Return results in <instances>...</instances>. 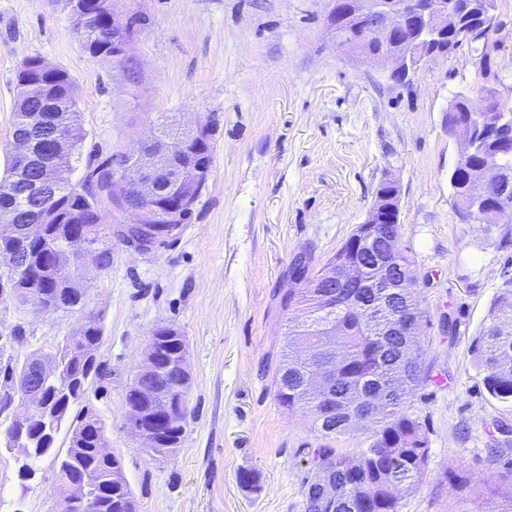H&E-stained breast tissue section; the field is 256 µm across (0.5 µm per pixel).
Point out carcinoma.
<instances>
[{"mask_svg": "<svg viewBox=\"0 0 512 512\" xmlns=\"http://www.w3.org/2000/svg\"><path fill=\"white\" fill-rule=\"evenodd\" d=\"M448 9L456 15L458 29L427 42L424 49L431 54H450L477 32L485 41L480 65L487 68L486 40L496 24L484 25L487 11L497 8V0H447ZM423 26L415 22L405 35H394L382 43L378 39L358 45L363 52L377 53L383 49L403 53L408 39L414 38ZM112 26L100 17L83 25H73L74 33L83 40L94 58L112 56L114 47L109 39ZM38 57H29L17 74L18 97L13 134L21 132L26 113L41 107L50 97L62 112L63 122L58 131L71 139V150L59 158V164L68 169L78 162V149L84 138L80 112L77 110V88L70 75L59 68L37 72ZM489 111L477 114L471 130L477 144L476 156L458 163L450 174L452 195L457 199V216L467 221L468 209L480 202L482 223L497 225L504 220L490 201L481 202L490 182L508 188L512 193V154L498 153L500 134L512 132V107L499 100L494 91L484 96ZM502 121L499 128L492 123ZM495 158L496 174L484 168L487 158ZM111 166L102 165L88 176H97L105 195H91L87 188L67 183L56 200V216L48 224H31L27 220L29 208L22 196L24 186L14 180V168L9 164L0 177V211L14 215L17 237L11 250L25 257L31 267V278L15 283L0 274V282L11 289L18 303H29L34 294L44 307L55 311L82 309L88 300V289L74 287L53 277L51 266L63 257L62 245L66 234L77 228L75 222L91 206L103 210L112 202ZM393 191L387 181L376 190L373 205L382 210V235L396 243L400 236L398 214L388 211V194ZM361 228H356L349 239L336 251L315 275H309V263L297 264L289 271L288 288L281 296L283 313L294 310L304 319L292 322L286 318L283 333L284 359L273 376L275 400L290 411L300 410L311 421L314 432L324 438L349 435L357 430L354 409L359 402L370 406L375 416L368 446L357 456L349 458L336 453L334 448H317L313 456V478L306 484V512H399L403 493L416 487L428 460V441L420 419L410 411L409 399L421 386L430 381L425 366L427 348L417 336H406L396 323L408 318L428 322V311L422 307L418 291L407 288H361L351 292L337 289V283L323 279V273L334 269L352 255ZM55 243L53 255L45 254L43 243ZM357 258L363 265L364 280L375 278L379 258L378 248L362 249ZM75 269L91 266L105 272L112 267V246L101 243L90 258H77ZM340 294L342 307L323 312L315 308L317 301L330 294ZM100 319L88 317L72 336L54 352L36 351L24 359L15 355V346L24 340L22 328L11 331L9 342L0 343V388L14 386L26 380L29 364L41 357L53 359L62 366L70 380L66 392L49 384L42 391V406L55 420L54 432H59L73 404L83 398L89 378L98 373L97 351L102 340ZM475 358L485 372L487 391L502 402H512V282L494 297L488 316L480 329L475 344ZM334 376L330 386L331 400L315 402L309 387L320 374ZM157 396L155 404L163 408L166 396H184L180 392L182 375L175 368L161 363V372L151 380ZM25 416L28 436L35 447L23 463V471L34 473L35 463L54 452L55 437L42 434L41 416L31 415L27 402L18 403ZM189 411L176 414L166 425V438L177 446L185 433ZM106 445L105 429L100 419L92 415L77 417L66 452L56 455L60 512H83L66 494V485L79 474L92 482L95 512H127L128 500L133 498L129 486L117 480L123 470L122 458H111L100 451ZM489 497L500 496L503 507L494 512H512V478L508 481L489 478L484 483Z\"/></svg>", "mask_w": 512, "mask_h": 512, "instance_id": "carcinoma-1", "label": "carcinoma"}]
</instances>
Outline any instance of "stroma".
Returning a JSON list of instances; mask_svg holds the SVG:
<instances>
[{
  "label": "stroma",
  "mask_w": 512,
  "mask_h": 512,
  "mask_svg": "<svg viewBox=\"0 0 512 512\" xmlns=\"http://www.w3.org/2000/svg\"><path fill=\"white\" fill-rule=\"evenodd\" d=\"M490 69L462 45L422 63L410 82L337 50L326 0H112L132 24L129 51L94 58L67 0H0V174L7 165L21 63L38 56L77 88L84 139L72 174L136 147L150 123L202 119L213 146L188 223L147 250L112 243V267L80 279L84 309L48 314L0 295V334L26 330L18 357L53 350L89 315L104 332L102 374L76 411L105 426L137 512H305L313 449L356 456L369 432L325 440L275 400L282 361L280 297L293 259L321 268L361 224L380 183L401 188L400 249L429 312L422 340L432 382L411 398L428 463L400 512H477L487 476L512 464V403L492 398L474 339L512 280V224H462L448 182L461 146L445 117L456 95L495 88L512 105V0H498ZM188 345L191 416L176 450L155 461L124 428L125 394L152 330ZM0 446V512H56L57 463L23 477ZM253 470L256 488L238 475Z\"/></svg>",
  "instance_id": "1"
}]
</instances>
